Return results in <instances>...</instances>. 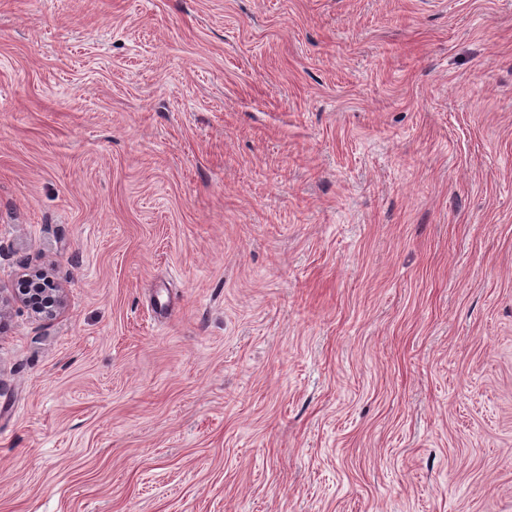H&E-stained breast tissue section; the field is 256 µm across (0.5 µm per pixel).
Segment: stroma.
Segmentation results:
<instances>
[{"mask_svg": "<svg viewBox=\"0 0 512 512\" xmlns=\"http://www.w3.org/2000/svg\"><path fill=\"white\" fill-rule=\"evenodd\" d=\"M0 512H512V0H0ZM36 288H22L20 293L18 292L16 297L22 302L28 303L32 305L31 295L38 298H46V301L52 303V307H56L61 301L62 288H60L54 281L50 284L51 287L55 288H47L42 282H35L33 284ZM46 287V288H45ZM29 291V294H25V292Z\"/></svg>", "mask_w": 512, "mask_h": 512, "instance_id": "obj_1", "label": "stroma"}]
</instances>
